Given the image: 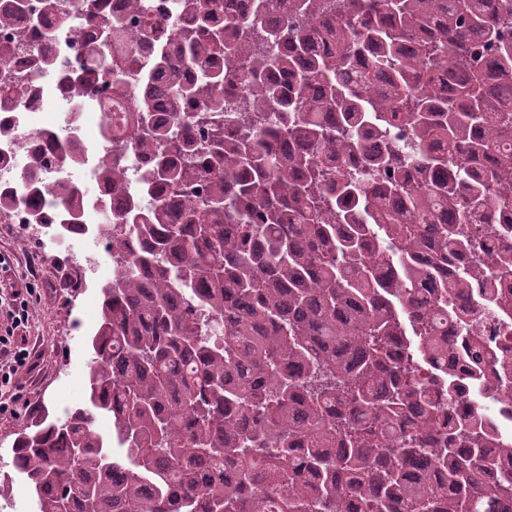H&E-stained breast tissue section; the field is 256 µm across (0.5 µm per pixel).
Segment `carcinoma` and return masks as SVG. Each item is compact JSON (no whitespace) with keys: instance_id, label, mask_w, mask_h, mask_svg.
<instances>
[{"instance_id":"cac0c4a2","label":"carcinoma","mask_w":512,"mask_h":512,"mask_svg":"<svg viewBox=\"0 0 512 512\" xmlns=\"http://www.w3.org/2000/svg\"><path fill=\"white\" fill-rule=\"evenodd\" d=\"M184 5L162 63L202 109L166 125L144 104L129 141L184 204L100 227L87 401L15 441L37 512H512V447L448 410L506 393L478 337L448 369V323L512 305V0H253L222 26ZM109 46L69 94L124 81ZM100 169L121 193L123 163Z\"/></svg>"}]
</instances>
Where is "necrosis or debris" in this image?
I'll list each match as a JSON object with an SVG mask.
<instances>
[{"label":"necrosis or debris","instance_id":"obj_1","mask_svg":"<svg viewBox=\"0 0 512 512\" xmlns=\"http://www.w3.org/2000/svg\"><path fill=\"white\" fill-rule=\"evenodd\" d=\"M96 10L103 19L111 21L114 29L125 34L124 39L112 43V58L123 67L125 81L121 87L104 92L88 89L86 104L76 108L64 88L63 78L90 65L89 49L100 41L101 29L84 22L83 0H17V27L25 30L36 51L53 59L57 73L54 81H47L27 53L14 56L0 69V191H9L14 197L9 209L0 210L1 223H62V211L55 206L51 192L64 185L75 186L76 181L53 163V147L46 140L50 133L98 149L97 155L82 158L81 168L95 190L79 195L75 209L80 225L73 231V238L91 237L100 218L116 210L117 205L97 172L101 159L112 158L119 151L123 152L124 164L130 172L123 199L135 200L144 191L150 200H166L171 211L180 208L178 200L168 196L163 186L144 190L147 161L142 155L126 151L125 146L135 130L141 102H149L154 119L162 122L170 121L177 113L193 112L191 103L164 94L170 77L168 69L156 66L145 74L139 63L157 52L171 60L180 58L183 45L174 31L194 25L195 17L184 9L173 11L172 0H149L148 13L138 15L128 10L126 0H96ZM154 20L164 23L158 40L131 52L128 36ZM40 155L50 160L43 176L49 195L34 204L24 173ZM453 410L490 420L500 437L512 441L511 400L477 401L465 396L454 403Z\"/></svg>","mask_w":512,"mask_h":512}]
</instances>
